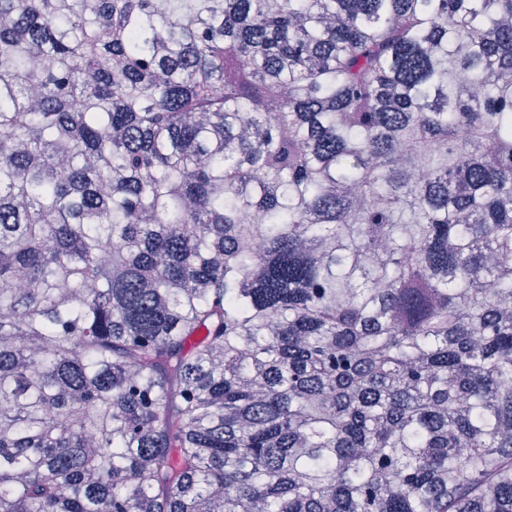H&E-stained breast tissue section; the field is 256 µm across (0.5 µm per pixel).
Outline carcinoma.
I'll return each instance as SVG.
<instances>
[{
  "label": "carcinoma",
  "mask_w": 512,
  "mask_h": 512,
  "mask_svg": "<svg viewBox=\"0 0 512 512\" xmlns=\"http://www.w3.org/2000/svg\"><path fill=\"white\" fill-rule=\"evenodd\" d=\"M0 512H512V0H0Z\"/></svg>",
  "instance_id": "1"
}]
</instances>
